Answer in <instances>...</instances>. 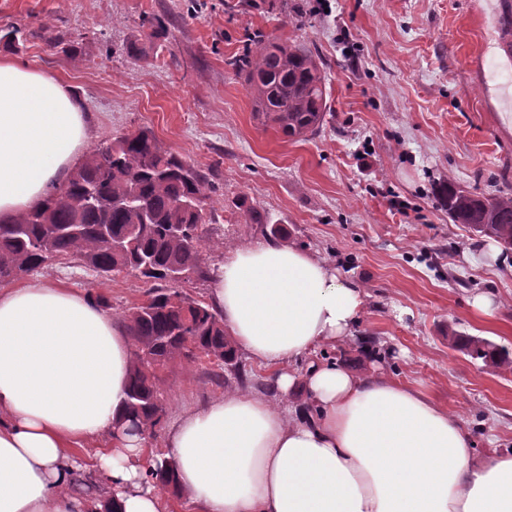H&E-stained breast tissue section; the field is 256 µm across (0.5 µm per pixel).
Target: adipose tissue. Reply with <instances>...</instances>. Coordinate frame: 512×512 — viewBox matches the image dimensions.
Returning <instances> with one entry per match:
<instances>
[{
  "instance_id": "1",
  "label": "adipose tissue",
  "mask_w": 512,
  "mask_h": 512,
  "mask_svg": "<svg viewBox=\"0 0 512 512\" xmlns=\"http://www.w3.org/2000/svg\"><path fill=\"white\" fill-rule=\"evenodd\" d=\"M86 138L66 84L0 61V220L65 180ZM214 281L226 333L273 370L279 398L211 400L158 448L122 419L125 327L85 292L0 289V512H95L79 471L106 483L116 512H174L146 478L164 461L186 512H512V454L476 456L458 419L412 387L312 359L350 336L359 284L274 240L234 248Z\"/></svg>"
}]
</instances>
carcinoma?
Listing matches in <instances>:
<instances>
[{"label": "carcinoma", "instance_id": "carcinoma-1", "mask_svg": "<svg viewBox=\"0 0 512 512\" xmlns=\"http://www.w3.org/2000/svg\"><path fill=\"white\" fill-rule=\"evenodd\" d=\"M501 3L500 40L512 58V0ZM243 70L262 124L288 138H302L323 124L326 76L310 48L258 39ZM88 196L116 205H78ZM209 199L207 177L152 131L139 129L102 142L66 181L52 185L39 205L0 223V283L35 271L54 256L78 259L102 277L131 270L148 282H166L177 269L199 273L201 227L211 222ZM440 200L450 221L468 224L512 249V196L474 195L448 184ZM102 224L105 235L99 231ZM114 239L124 241L123 251L112 250ZM124 321L134 363L123 412L131 429L154 437L163 405L159 378L146 373L144 363L162 367L202 353L222 366L235 361L236 349L210 305L174 288L151 289L147 302L126 313ZM455 344L474 359L512 366L509 355L486 339L457 336Z\"/></svg>", "mask_w": 512, "mask_h": 512}]
</instances>
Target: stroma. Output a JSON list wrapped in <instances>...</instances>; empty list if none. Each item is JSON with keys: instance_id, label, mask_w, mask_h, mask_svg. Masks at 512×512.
I'll list each match as a JSON object with an SVG mask.
<instances>
[{"instance_id": "stroma-1", "label": "stroma", "mask_w": 512, "mask_h": 512, "mask_svg": "<svg viewBox=\"0 0 512 512\" xmlns=\"http://www.w3.org/2000/svg\"><path fill=\"white\" fill-rule=\"evenodd\" d=\"M498 12L499 0H0V28L26 29L0 58L71 87L88 117L87 147L144 128L207 175L211 250L179 291L209 301L225 249L282 225L286 244L364 291L351 336L317 357L422 390L484 457L512 453V373L453 339L478 336L512 352V256L449 221L438 191L450 182L512 195V122L503 117L512 62L497 46ZM261 35L309 46L324 65L330 109L305 139L263 126L244 72L228 63ZM250 206L264 223L250 222ZM36 277L102 296L115 319L150 289L76 259H49ZM481 294L492 316L473 307ZM363 336L388 357L369 356ZM157 374L166 427L272 378L242 353L233 367L200 354Z\"/></svg>"}]
</instances>
